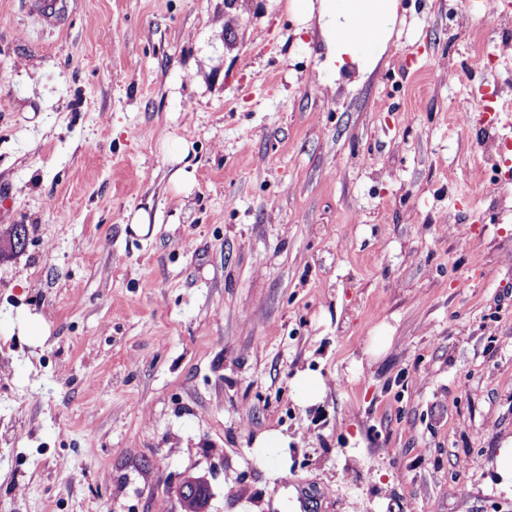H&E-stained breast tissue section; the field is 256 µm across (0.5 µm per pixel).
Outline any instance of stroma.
<instances>
[{"mask_svg": "<svg viewBox=\"0 0 512 512\" xmlns=\"http://www.w3.org/2000/svg\"><path fill=\"white\" fill-rule=\"evenodd\" d=\"M56 11L0 0V512H183L187 478L207 512H512V168L474 181L512 125L457 119L512 84L470 68L497 16L397 0L333 70L292 0ZM295 388L297 396L302 403L312 404L323 396L325 383L319 376L301 375L295 380ZM495 465L497 474L501 478L498 487L512 495V437L502 442Z\"/></svg>", "mask_w": 512, "mask_h": 512, "instance_id": "1", "label": "stroma"}]
</instances>
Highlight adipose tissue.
Wrapping results in <instances>:
<instances>
[{
    "label": "adipose tissue",
    "mask_w": 512,
    "mask_h": 512,
    "mask_svg": "<svg viewBox=\"0 0 512 512\" xmlns=\"http://www.w3.org/2000/svg\"><path fill=\"white\" fill-rule=\"evenodd\" d=\"M304 18H316L329 57L337 65L369 52L379 57L396 23V0H294Z\"/></svg>",
    "instance_id": "ef3b65f1"
}]
</instances>
